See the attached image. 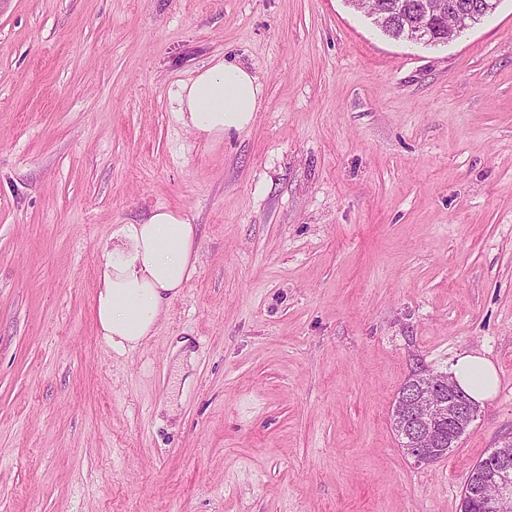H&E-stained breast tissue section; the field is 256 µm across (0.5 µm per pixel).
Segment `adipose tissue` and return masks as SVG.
<instances>
[{
	"instance_id": "1",
	"label": "adipose tissue",
	"mask_w": 512,
	"mask_h": 512,
	"mask_svg": "<svg viewBox=\"0 0 512 512\" xmlns=\"http://www.w3.org/2000/svg\"><path fill=\"white\" fill-rule=\"evenodd\" d=\"M169 95L176 118L199 139L211 141L251 125L262 85L245 65L221 60L177 83ZM198 251L195 226L180 209L159 206L139 223L117 226L99 265L93 299L101 334L113 350L135 349L154 333L195 271ZM452 374L476 403L496 391V368L481 355H460Z\"/></svg>"
}]
</instances>
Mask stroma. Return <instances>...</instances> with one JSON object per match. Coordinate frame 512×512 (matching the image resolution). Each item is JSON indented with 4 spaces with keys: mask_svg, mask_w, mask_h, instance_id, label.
I'll return each mask as SVG.
<instances>
[{
    "mask_svg": "<svg viewBox=\"0 0 512 512\" xmlns=\"http://www.w3.org/2000/svg\"><path fill=\"white\" fill-rule=\"evenodd\" d=\"M263 101L214 142L169 90ZM196 271L120 354L92 301L152 209ZM491 359L441 461L390 426L411 370ZM512 438V0L445 44L348 0H0V512H459ZM174 115L200 140L247 129L257 111L262 84L245 65L218 61L169 92ZM487 457L488 456L477 462L471 470L461 495L460 512H490L484 507L485 502L479 492L480 487L489 482V477L492 476V472L489 469L483 468V460Z\"/></svg>",
    "mask_w": 512,
    "mask_h": 512,
    "instance_id": "35a3bbf8",
    "label": "stroma"
}]
</instances>
